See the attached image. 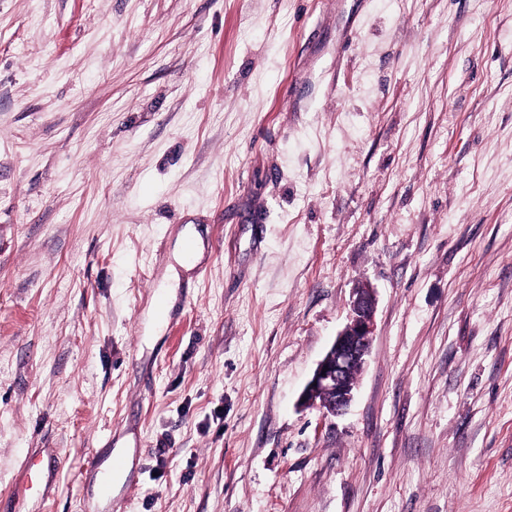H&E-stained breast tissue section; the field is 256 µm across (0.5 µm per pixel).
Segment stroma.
Listing matches in <instances>:
<instances>
[{
	"label": "stroma",
	"mask_w": 512,
	"mask_h": 512,
	"mask_svg": "<svg viewBox=\"0 0 512 512\" xmlns=\"http://www.w3.org/2000/svg\"><path fill=\"white\" fill-rule=\"evenodd\" d=\"M35 448L41 512H512V0H0V494ZM201 239L195 228L186 226L179 238V248L176 251V261L185 270H189L201 256ZM375 297L370 288H357L348 322L336 335L302 392L306 406H318L337 416L353 400L357 374L363 368L374 333ZM327 367L325 375L322 369ZM109 453L104 459L99 451H95L83 464V469L94 484L95 491L100 498L112 499V477L124 473L128 469V459L120 452H112V444L109 441Z\"/></svg>",
	"instance_id": "1"
}]
</instances>
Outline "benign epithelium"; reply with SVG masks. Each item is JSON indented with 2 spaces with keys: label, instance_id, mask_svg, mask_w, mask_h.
I'll return each instance as SVG.
<instances>
[{
  "label": "benign epithelium",
  "instance_id": "1",
  "mask_svg": "<svg viewBox=\"0 0 512 512\" xmlns=\"http://www.w3.org/2000/svg\"><path fill=\"white\" fill-rule=\"evenodd\" d=\"M375 297L367 288L356 290L348 322L336 335L302 392L306 406L337 416L353 400L357 374L363 368L374 333Z\"/></svg>",
  "mask_w": 512,
  "mask_h": 512
}]
</instances>
